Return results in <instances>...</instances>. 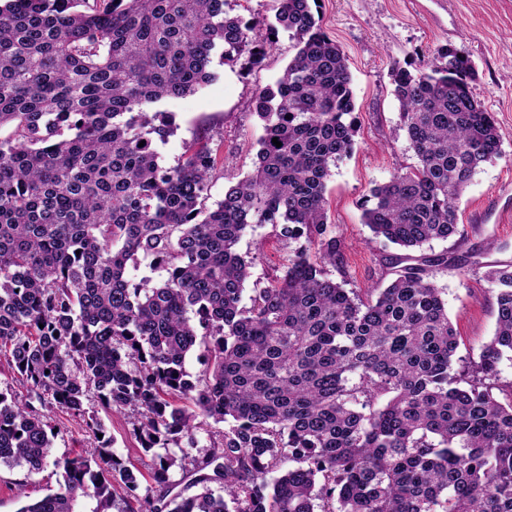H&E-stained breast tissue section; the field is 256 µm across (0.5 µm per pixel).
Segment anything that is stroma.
I'll list each match as a JSON object with an SVG mask.
<instances>
[{
  "mask_svg": "<svg viewBox=\"0 0 512 512\" xmlns=\"http://www.w3.org/2000/svg\"><path fill=\"white\" fill-rule=\"evenodd\" d=\"M322 27L348 56L357 126L352 154L333 167L327 184L328 222L341 243L342 261L328 268L329 278L360 293L387 283L392 264L402 254L395 245L375 239L362 222L363 205L372 188L400 169L414 164L405 132L399 127V104L390 77L394 63L419 66L438 49L450 47L475 64L471 91L493 112L501 138L502 157L483 164L457 202L461 235L434 240L425 254H447L448 267L436 276L443 288L448 315L456 330L462 357H478L496 328V291L486 277L489 269L512 265V0H318ZM297 52L295 39L279 31L264 60L250 64L240 56L231 64L213 56L216 78L198 93L159 103L175 115L176 132L156 148L163 166L176 165L186 143L207 140L217 155L211 173L207 207L222 200L231 185L255 168L257 141L263 133L253 111V98L274 85ZM253 280L268 281L289 252H315L306 238L280 244L271 226L246 231L239 252L256 250ZM466 268H459L461 259ZM58 431L53 442L55 462L36 475L26 468L0 466V512H18L25 500H36L56 488L58 460L90 450L92 440L81 418L58 408L45 409ZM102 420L112 450L139 473V495L157 494L150 478L151 461L139 449L127 415L111 412Z\"/></svg>",
  "mask_w": 512,
  "mask_h": 512,
  "instance_id": "1",
  "label": "stroma"
}]
</instances>
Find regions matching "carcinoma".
<instances>
[{
    "mask_svg": "<svg viewBox=\"0 0 512 512\" xmlns=\"http://www.w3.org/2000/svg\"><path fill=\"white\" fill-rule=\"evenodd\" d=\"M315 3L275 0L263 37L225 0L0 6V355L97 442L50 461L53 427L0 385V464L64 471L19 512H78L85 497L92 512H512V399L492 393L512 355V265L488 273L497 327L467 371L453 368L459 342L434 281L447 256L398 258L366 298L327 277L341 261L327 182L353 149L355 103L347 56ZM280 27L298 51L254 98L255 170L208 208L212 150L191 145L160 165L156 141L174 125L151 108L214 81L219 46L226 62L246 51L260 63ZM475 76L451 48L394 64L417 164L372 189L362 222L374 237L410 251L460 233L456 201L502 155ZM266 224L285 242L306 236L319 256L294 252L247 295L255 257L236 246ZM141 259L157 281L129 279ZM195 348L204 369L192 381ZM93 396L129 411L160 498H140L84 407ZM199 418L229 427L208 434L191 482L169 498V445L195 444Z\"/></svg>",
    "mask_w": 512,
    "mask_h": 512,
    "instance_id": "cac0c4a2",
    "label": "carcinoma"
}]
</instances>
